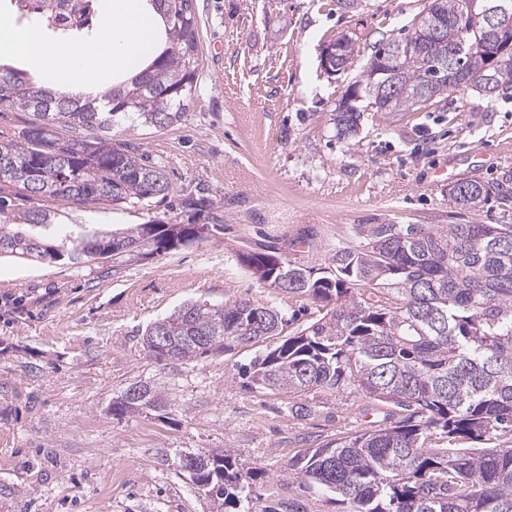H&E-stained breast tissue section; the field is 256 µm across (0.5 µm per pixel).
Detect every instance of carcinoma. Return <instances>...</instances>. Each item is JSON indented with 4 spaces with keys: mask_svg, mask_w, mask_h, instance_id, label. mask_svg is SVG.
Returning a JSON list of instances; mask_svg holds the SVG:
<instances>
[{
    "mask_svg": "<svg viewBox=\"0 0 512 512\" xmlns=\"http://www.w3.org/2000/svg\"><path fill=\"white\" fill-rule=\"evenodd\" d=\"M18 20L49 38L86 45L100 36L98 0L92 22L52 25L47 0ZM165 25L166 45L144 70L95 96L62 95L17 68L0 69V108L30 119L0 128V259L67 258L75 266L117 272L133 260L175 251L221 229L213 224L153 220L126 232L59 223L47 208L16 211L28 192L72 207L139 208L166 196L164 166L140 146L112 134L115 127L165 128L187 117L200 91L202 56L193 0H150ZM459 0H441L435 24L464 31L467 51L456 63L461 87L490 94L512 90V53L496 55L481 32L457 15ZM365 71L378 83L379 58ZM441 48L420 57L402 54L394 65V92L366 105L409 112L454 85L439 72ZM363 110L352 104L333 117L336 133L356 132ZM495 187L466 178L448 188V203L474 209ZM71 243L61 250L50 243ZM240 262L270 288L306 298L318 315L293 327L276 307L249 300L189 301L150 323L141 344L168 365L211 354H236L276 337L246 368L248 386L288 396V411L304 416L301 399L349 392L394 409L389 424L308 448L288 463L303 491L326 490L345 512H512V448L490 446L512 438V224H355L351 240L336 245L321 275L282 278L296 266L280 255L245 252ZM164 407L145 382L126 386L110 413L123 417ZM198 460L191 481L218 503L239 512L261 475L243 471L233 450L179 454Z\"/></svg>",
    "mask_w": 512,
    "mask_h": 512,
    "instance_id": "carcinoma-1",
    "label": "carcinoma"
}]
</instances>
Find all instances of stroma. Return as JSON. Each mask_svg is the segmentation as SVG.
<instances>
[{
    "label": "stroma",
    "mask_w": 512,
    "mask_h": 512,
    "mask_svg": "<svg viewBox=\"0 0 512 512\" xmlns=\"http://www.w3.org/2000/svg\"><path fill=\"white\" fill-rule=\"evenodd\" d=\"M426 2L196 0L201 92L184 121L132 139L182 195L207 189L212 210L155 198L139 210L72 208L66 221L118 231L157 218L206 224L215 210L224 229L114 276L0 261V512H215L174 454L224 448L265 472L249 512L291 498L340 512L330 495L303 493L288 463L382 422L380 408L322 395L297 417L287 397L248 386L239 368L253 351L161 366L141 336L190 300L247 299L308 323L311 301L264 287L240 263L260 246L318 270L355 224H512V98L459 88L416 112H365L356 135L336 136V103L375 42L402 36ZM345 36L357 51L327 73L323 51ZM440 167L501 192L451 207ZM136 381L157 386L166 408L109 414Z\"/></svg>",
    "instance_id": "stroma-1"
}]
</instances>
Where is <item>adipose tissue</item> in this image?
<instances>
[{"label": "adipose tissue", "mask_w": 512, "mask_h": 512, "mask_svg": "<svg viewBox=\"0 0 512 512\" xmlns=\"http://www.w3.org/2000/svg\"><path fill=\"white\" fill-rule=\"evenodd\" d=\"M163 30L149 0H103L101 37L92 47L51 44L37 30L0 20V57L28 61L63 78L71 91L94 95L106 77L117 80L145 68Z\"/></svg>", "instance_id": "ef3b65f1"}]
</instances>
